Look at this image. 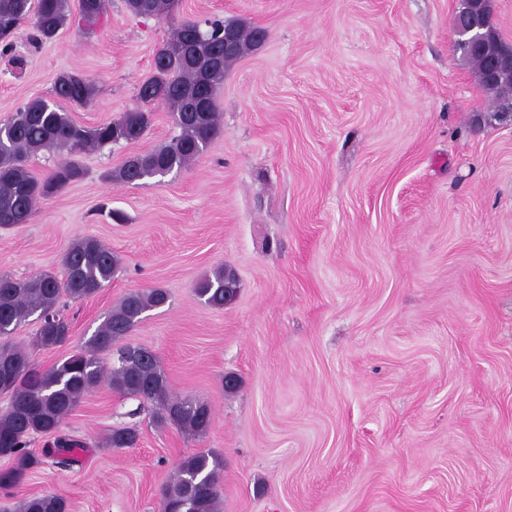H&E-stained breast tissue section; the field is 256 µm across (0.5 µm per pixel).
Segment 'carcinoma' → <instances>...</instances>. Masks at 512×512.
<instances>
[{"label": "carcinoma", "mask_w": 512, "mask_h": 512, "mask_svg": "<svg viewBox=\"0 0 512 512\" xmlns=\"http://www.w3.org/2000/svg\"><path fill=\"white\" fill-rule=\"evenodd\" d=\"M108 4L109 0H79L77 26L85 31L99 26ZM125 7L137 18L169 21L178 13L180 0H125ZM68 21V0H0V52H12L13 40L24 25L29 28V43L36 47L52 40ZM228 26L237 28L238 43L226 55L224 28ZM266 39L265 29L243 20L181 21L156 50L152 73L138 88V107L93 127L73 120L62 106L64 102L87 103L93 93L90 80L75 72L58 74L53 82L55 101L26 102L0 126V225L26 223L38 200L61 192L83 176L82 167L71 159L39 179L29 170L32 158L60 148L74 157L119 141L134 144L151 125L149 105L153 102L167 106L178 133L127 158L108 179L144 184L190 165L221 133L215 93L224 72L261 48ZM462 54L473 65L496 112L511 113L512 73L489 84L483 57L471 46ZM63 266L61 279L51 273L26 279L0 275V396L10 399L8 408L0 412V458L11 461L0 469L1 489L19 486L44 458L63 467L74 462L82 444L62 433V423L102 383L157 405L158 423L174 425L188 434L205 433L213 420L208 404L170 393L160 362L150 350L126 346L121 349L125 357L112 368L101 358L139 325L147 312L167 302L168 292L161 288L126 294L83 348L48 370L38 368L34 351L67 340L69 325L57 308L60 298L76 302L95 296L112 281L119 261L96 238L85 237L69 248ZM235 280L234 272L222 267L197 283L196 295L204 304L222 308L237 298L238 292L226 287ZM30 319L37 328L28 350L15 344L12 335ZM36 435L48 438L39 456L28 449ZM137 440L135 429L123 427L112 430L109 443L114 448H131ZM223 465L222 456L212 450L184 457L160 492V512H223ZM15 512H66V503L46 492L19 501Z\"/></svg>", "instance_id": "obj_1"}]
</instances>
